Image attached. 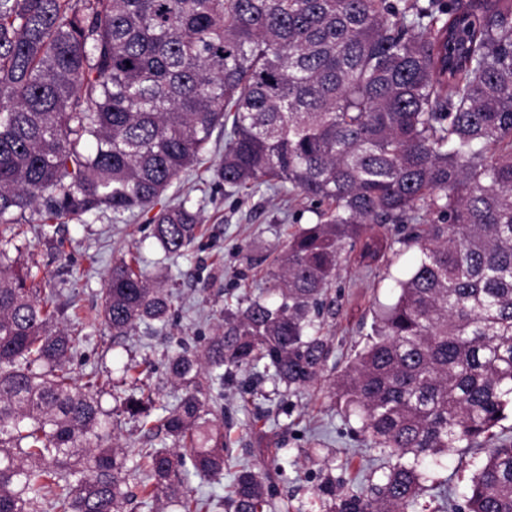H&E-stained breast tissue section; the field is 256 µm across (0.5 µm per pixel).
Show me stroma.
<instances>
[{
  "mask_svg": "<svg viewBox=\"0 0 512 512\" xmlns=\"http://www.w3.org/2000/svg\"><path fill=\"white\" fill-rule=\"evenodd\" d=\"M223 155V140L213 139L205 160L174 185L201 210L202 222L185 255H165L144 218L116 219L108 212L46 228L28 224L6 246L57 308L58 328L78 336L70 356L73 376L110 378L101 402L124 447L157 448L161 440L125 411L123 399L150 385L158 390V402L174 403L179 391L166 374L165 356L203 347L223 328L225 306L257 296L277 270L290 234L315 221L309 200L288 201L270 191L219 183L216 169ZM374 233L392 248L373 270L365 269L357 252L340 256L330 290L336 314L326 318L323 329L333 352L317 384L289 392L268 374L242 372L225 384L215 411L224 424L230 465L270 472L278 458H287V476L275 485L276 499L287 502L288 512H325L320 492L325 482L335 483L340 493L358 491L392 463L368 448L359 417L347 414L332 396L335 380L366 342L374 310L392 300L394 278L418 258L416 249L401 244V225H378ZM131 252L170 294L172 308L166 323H142L117 337L99 310L113 263ZM484 459L481 449L455 451L431 469L432 483L448 490L446 512H464L471 478Z\"/></svg>",
  "mask_w": 512,
  "mask_h": 512,
  "instance_id": "stroma-1",
  "label": "stroma"
}]
</instances>
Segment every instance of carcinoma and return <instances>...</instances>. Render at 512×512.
I'll return each instance as SVG.
<instances>
[{
  "label": "carcinoma",
  "mask_w": 512,
  "mask_h": 512,
  "mask_svg": "<svg viewBox=\"0 0 512 512\" xmlns=\"http://www.w3.org/2000/svg\"><path fill=\"white\" fill-rule=\"evenodd\" d=\"M216 132L225 186L302 195L317 222L201 352L167 356L176 404L124 399L172 449L108 442L110 381H75L79 337L0 251V512H126L137 473L141 505L203 512L184 476L224 475L215 387L260 367L317 381L331 346L309 313L333 307L341 251L377 262L372 225L409 223L419 258L334 392L395 463L360 493L324 487L327 512H411L428 459L480 447L466 512H512V439L494 431L512 412V0H0V239L159 204L154 237L179 256L200 212L161 200ZM170 306L136 257L113 264V335ZM228 506L288 512L249 466Z\"/></svg>",
  "instance_id": "cac0c4a2"
}]
</instances>
